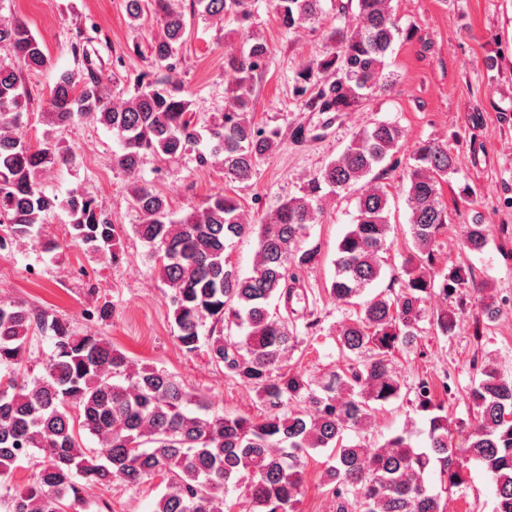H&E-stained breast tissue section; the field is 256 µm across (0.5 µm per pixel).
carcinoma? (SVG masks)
<instances>
[{"label":"carcinoma","mask_w":512,"mask_h":512,"mask_svg":"<svg viewBox=\"0 0 512 512\" xmlns=\"http://www.w3.org/2000/svg\"><path fill=\"white\" fill-rule=\"evenodd\" d=\"M137 22L152 17L160 34L150 42L154 64L171 70L189 31L174 0H125ZM280 25L314 23L321 0H276ZM354 22L331 32L332 51L294 77L296 98L314 112H346L392 83L385 58L400 36L392 0H347L338 13ZM190 17L207 22L232 15L240 23L242 47L224 54L233 89L224 113L207 127L209 152L202 164L219 159L227 178L244 182L279 144V132L254 121L252 83L268 58L266 43L249 34V0H189ZM0 249L22 240L40 241L47 217L63 209L71 241L92 253L117 258V231L111 214L78 191L61 200L40 183L44 171L70 160L67 150L44 135L34 146L14 133L27 111L23 72L48 63L44 44L22 22L0 26ZM96 121L118 136L113 163L133 179L130 201L143 216L134 234L148 248L153 271L170 290L175 337L194 355L205 352L225 374L251 386L266 413L227 418L209 412L173 375L157 368L131 371L127 357L104 336L79 333L45 311L0 301V474L20 460L33 463L29 483L4 495L6 512H68L83 506L78 479L99 485L119 481L138 486L162 478L164 491L152 512H233L230 492L243 490L249 512H298L310 451L331 450L335 464L324 472L336 498V512H445L443 493L461 483L463 463L481 465L494 486L493 512H512V378L491 364L481 366L470 388L475 421L467 445L452 441L448 411L422 380L416 388L420 411L428 414V445L414 448L402 434L378 448L348 437L360 432L375 406L400 397L390 370L399 349L417 346L419 324L449 336L455 308L433 310V297L460 303L459 291L472 275L451 266L435 275L438 238L448 229L443 185L458 173V153L439 142H424L404 177L403 194L413 247L401 266L399 289L366 294L377 281L390 247L391 211L386 186L372 174L401 149L393 122L376 121L326 164L302 188L284 198L259 224L244 222L232 196L218 194L205 206L173 217L167 199L142 182L144 156L171 162L195 149L200 133L192 101L181 86L158 76L138 84L121 103L108 99L94 68L64 72L50 88L45 125L52 129L75 119ZM360 185L357 215L336 247L329 295L359 307L342 326L336 344L344 367L312 382L285 368L286 354L299 337L288 307L300 299L298 272L312 265L316 248L300 246L307 225L320 213L321 192ZM257 235L248 275L225 252L233 240ZM486 224H466L463 246L483 251ZM207 332H202L205 325ZM243 331L240 336L233 329ZM52 332L53 353L45 373L25 372L33 336ZM302 408H291L293 403ZM95 438L85 445L82 435ZM437 476V486L427 483Z\"/></svg>","instance_id":"1"}]
</instances>
